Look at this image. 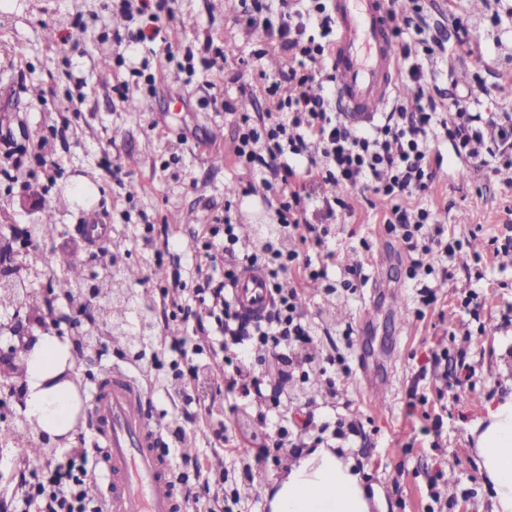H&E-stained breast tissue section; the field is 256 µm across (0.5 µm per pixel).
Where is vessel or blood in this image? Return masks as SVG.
I'll use <instances>...</instances> for the list:
<instances>
[{"instance_id":"b4317fda","label":"vessel or blood","mask_w":512,"mask_h":512,"mask_svg":"<svg viewBox=\"0 0 512 512\" xmlns=\"http://www.w3.org/2000/svg\"><path fill=\"white\" fill-rule=\"evenodd\" d=\"M336 42L328 58L341 118L370 126L392 101L399 76L395 19L385 0H332ZM239 312L261 316L270 302L267 280L243 270L231 289ZM86 428L102 449L104 479L94 493L106 512H187L170 458L161 454L160 420L133 377L115 370L85 400Z\"/></svg>"}]
</instances>
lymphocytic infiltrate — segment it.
Wrapping results in <instances>:
<instances>
[{"instance_id": "f902f5d3", "label": "lymphocytic infiltrate", "mask_w": 512, "mask_h": 512, "mask_svg": "<svg viewBox=\"0 0 512 512\" xmlns=\"http://www.w3.org/2000/svg\"><path fill=\"white\" fill-rule=\"evenodd\" d=\"M241 2L247 24L260 29L268 45L288 52V68L271 80L268 93H277L283 81L295 83L299 93L279 102L277 111L258 118L245 109L235 113L237 161L265 180L278 199L280 233L308 244L312 255L303 259L296 249L265 244L244 250L232 221L207 224L196 243L204 258L222 267L223 278H205L190 291L176 280L165 294L171 300V317L211 333L210 345L219 352L235 351L232 369L224 378L225 395L239 392L261 399L265 392L249 357L252 348L277 353L278 375L284 380L295 367L315 360L302 347L310 333L297 306L298 280L321 281L329 294L338 290L327 273L326 262L334 256L328 226L335 223L337 210L345 202L314 194L312 183H336L386 200L389 208L383 222L388 234L405 246L411 271L435 274L438 265L447 264L460 249L461 241L447 225L436 223L433 209L418 208L412 217L406 203L431 187L432 153L441 142H451L456 156L475 167H511L512 114L470 111L460 96L439 103L421 91L424 71L414 64L408 73L418 87L416 110L400 104L372 127L349 126L325 93L326 86L334 82L323 64L336 40V24L324 0H307L302 9L294 0H280L276 9L270 0ZM167 4L168 0H138L136 12L143 21L129 31L128 39L169 59L173 53L161 26ZM247 268L264 272L273 295L267 314L257 321L242 317L227 292ZM287 341L294 345L288 355L280 351ZM205 348L185 333L173 336L170 343L177 355L171 363L170 387L184 398V421L209 408L206 394L199 391L200 368L192 361ZM90 445L89 439H80L78 446L48 457L39 467L25 459L15 461L12 483L17 500L35 512H103L101 502L86 493L87 483L97 477L88 467Z\"/></svg>"}]
</instances>
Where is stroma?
<instances>
[{
	"instance_id": "stroma-1",
	"label": "stroma",
	"mask_w": 512,
	"mask_h": 512,
	"mask_svg": "<svg viewBox=\"0 0 512 512\" xmlns=\"http://www.w3.org/2000/svg\"><path fill=\"white\" fill-rule=\"evenodd\" d=\"M170 5L164 34L179 57L200 56L209 40L225 47L205 73L117 44L136 26L119 0H0V140L12 141L27 158L43 153L59 162L28 185L0 174V236L18 250L25 230L54 210L55 224L41 244L47 261L29 264V283L41 290L46 279L62 276L73 255L85 259L94 251V243H80L79 225H109L108 255L137 273L132 296L154 326L160 364H135L112 351L101 357L90 349L77 361L73 381L83 395L103 370L121 366L151 395L161 417L177 408L164 386L172 359L164 347L171 304L153 276L154 254L162 252L165 271L180 270L191 281L199 261L186 244L201 225L229 218L248 234L255 225L277 223L275 207L254 196L251 172L224 155L234 141L224 108L244 105L262 114L274 111V99L297 93L288 83L276 98L264 93L251 66L256 52L282 69L288 54L267 48L260 32L242 20L241 0ZM418 6L427 19L424 31L403 25L395 38L410 43L413 61L430 72L426 92L466 96L473 112L512 113V0H410L399 14H413ZM459 22L473 35V53L457 49ZM47 27L49 40L42 36ZM436 37L447 51L431 57L425 47ZM140 65L154 75L156 92L131 75ZM132 99L143 102V111H129ZM437 152L444 171L416 201L431 206L437 222L452 225L465 245L450 263L451 278L429 279L436 303H421L406 250L381 222L385 201L346 192L352 210L332 226L336 256L328 274L343 282L346 266L360 261L367 281L332 295L311 282L301 294L303 322L313 338L308 351L320 361L335 356L336 365L324 372L312 368L313 385L285 380L276 408L247 398L215 401L206 422L223 423V446L187 425L196 454L218 461L225 489L238 490L231 512H267L266 491L297 448L319 446L349 450L383 512H492V488L473 452L471 431L489 408L512 396V325L501 320L512 307V253L496 256L488 245L512 209V167L477 169L463 180L459 173L468 161L447 142ZM147 224L164 229L149 246L139 241ZM472 271L484 276V306L476 319L460 306L474 288ZM463 365L470 383L458 389L454 375ZM413 392L420 403L410 404ZM303 408L313 420L297 448L258 462L249 456L264 430L291 426ZM437 413L443 416L440 434L423 435ZM352 425L353 435L347 432Z\"/></svg>"
}]
</instances>
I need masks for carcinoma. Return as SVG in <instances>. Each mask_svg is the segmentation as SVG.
<instances>
[{"label":"carcinoma","mask_w":512,"mask_h":512,"mask_svg":"<svg viewBox=\"0 0 512 512\" xmlns=\"http://www.w3.org/2000/svg\"><path fill=\"white\" fill-rule=\"evenodd\" d=\"M133 276V270L114 262L110 272L104 275L90 271L81 262H71L66 276L58 282V290L71 301L80 300L86 296L87 283L94 282V296L105 298V303L97 309L98 322L110 329L113 340L126 345L132 361L143 363L153 350V325L144 320L135 321L136 306L128 288ZM22 297L32 313L41 310L43 300L39 294L19 286L0 288L1 307H11Z\"/></svg>","instance_id":"obj_1"}]
</instances>
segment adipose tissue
Segmentation results:
<instances>
[{
    "mask_svg": "<svg viewBox=\"0 0 512 512\" xmlns=\"http://www.w3.org/2000/svg\"><path fill=\"white\" fill-rule=\"evenodd\" d=\"M68 340L42 334L26 359L25 414L39 429L72 441L77 397ZM478 463L494 490L493 512H512V398L473 430ZM269 512H372L354 460L342 448H311L272 484Z\"/></svg>",
    "mask_w": 512,
    "mask_h": 512,
    "instance_id": "obj_1",
    "label": "adipose tissue"
}]
</instances>
